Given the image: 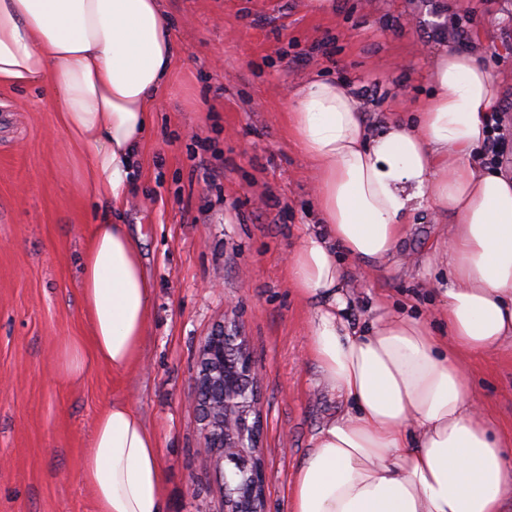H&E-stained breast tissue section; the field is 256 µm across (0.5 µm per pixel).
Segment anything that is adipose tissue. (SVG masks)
I'll list each match as a JSON object with an SVG mask.
<instances>
[{
    "mask_svg": "<svg viewBox=\"0 0 512 512\" xmlns=\"http://www.w3.org/2000/svg\"><path fill=\"white\" fill-rule=\"evenodd\" d=\"M174 54L164 0H0V83L49 86L96 202H125ZM431 80L412 119L379 130L346 84L316 78L291 94L289 126L318 176L320 222L288 256V279L312 306L308 349L322 383L352 404L312 436L291 512H503L512 496V442L472 398L463 364L512 340V178L480 161L500 88L473 51H444ZM423 209L451 218L439 245L452 271L450 343L387 309L359 331L345 317L339 256L376 270ZM86 238L91 339L62 343L69 380L137 362L153 289L127 225L104 215ZM82 480L98 512H166L156 437L126 403L99 415Z\"/></svg>",
    "mask_w": 512,
    "mask_h": 512,
    "instance_id": "adipose-tissue-1",
    "label": "adipose tissue"
}]
</instances>
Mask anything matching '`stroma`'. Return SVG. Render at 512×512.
I'll use <instances>...</instances> for the list:
<instances>
[{
  "instance_id": "1",
  "label": "stroma",
  "mask_w": 512,
  "mask_h": 512,
  "mask_svg": "<svg viewBox=\"0 0 512 512\" xmlns=\"http://www.w3.org/2000/svg\"><path fill=\"white\" fill-rule=\"evenodd\" d=\"M165 0L176 53L153 96L127 209L112 219L141 238L155 283L138 362L67 382L61 342L88 336L79 255L103 203L77 179L78 151L47 87L0 84V512H97L81 480L100 412L132 405L155 434L167 512H225L194 405L203 339L234 320L261 374L266 512H289L310 438L343 399L328 392L307 344L312 308L286 258L318 223L317 177L288 127L290 92L319 76L367 88L368 121L414 112L448 48H475L500 86L512 129V0ZM467 34L458 37L452 19ZM448 216L420 211L398 251L368 274L347 269L348 319L380 306L425 319L446 339ZM472 393L512 438V343L468 364Z\"/></svg>"
}]
</instances>
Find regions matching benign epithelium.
<instances>
[{
	"mask_svg": "<svg viewBox=\"0 0 512 512\" xmlns=\"http://www.w3.org/2000/svg\"><path fill=\"white\" fill-rule=\"evenodd\" d=\"M194 385L216 468L230 465L242 480L237 495L224 497L226 512H263L266 474L257 455L262 443L255 411L257 373L235 325L226 324L204 339Z\"/></svg>",
	"mask_w": 512,
	"mask_h": 512,
	"instance_id": "7a95c632",
	"label": "benign epithelium"
}]
</instances>
